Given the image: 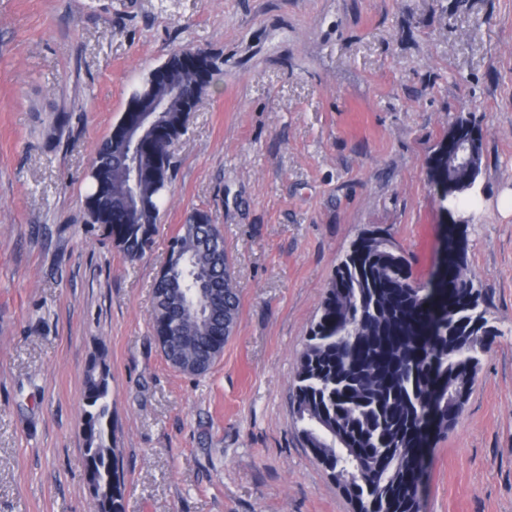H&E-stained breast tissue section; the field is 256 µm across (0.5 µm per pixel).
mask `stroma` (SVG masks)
I'll return each instance as SVG.
<instances>
[{
  "instance_id": "1",
  "label": "stroma",
  "mask_w": 512,
  "mask_h": 512,
  "mask_svg": "<svg viewBox=\"0 0 512 512\" xmlns=\"http://www.w3.org/2000/svg\"><path fill=\"white\" fill-rule=\"evenodd\" d=\"M221 75L173 145L150 252L86 221L82 179L132 85L176 51ZM482 137L473 206L442 210L429 160L457 117ZM512 0H0V512H95L84 377L112 373L125 512H351L298 437V356L333 270L388 229L420 282L461 221L500 334L420 512H512ZM195 208L240 294L204 375L165 360L152 284Z\"/></svg>"
}]
</instances>
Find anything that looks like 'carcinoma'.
Masks as SVG:
<instances>
[{"instance_id":"obj_1","label":"carcinoma","mask_w":512,"mask_h":512,"mask_svg":"<svg viewBox=\"0 0 512 512\" xmlns=\"http://www.w3.org/2000/svg\"><path fill=\"white\" fill-rule=\"evenodd\" d=\"M171 87L149 76L132 87L127 108L160 98L167 141L186 130L219 59L200 54V74L184 69L181 53L164 62ZM122 123L95 150L85 207L125 258L151 248L172 178L169 149L140 159L141 205L126 208ZM351 242L333 272L311 324L292 387L294 424L313 459L335 481L353 512H419L423 445L448 433L468 401L482 356L500 335L491 325L487 291L467 276L464 237L443 239L445 274L430 287L413 277L391 233ZM224 241L208 211L196 208L171 240L166 274L153 284L152 331L167 361L216 362L236 325L237 288L224 282ZM84 458L99 512H124V478L112 432L111 371L104 354L85 374Z\"/></svg>"}]
</instances>
